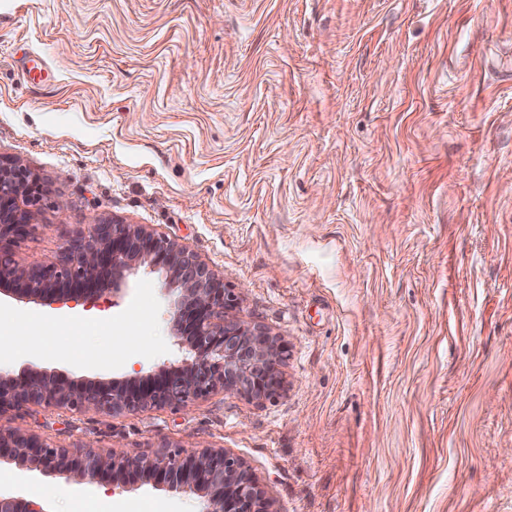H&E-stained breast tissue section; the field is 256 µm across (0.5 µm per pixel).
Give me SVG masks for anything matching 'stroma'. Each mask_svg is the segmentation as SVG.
Listing matches in <instances>:
<instances>
[{
    "label": "stroma",
    "mask_w": 512,
    "mask_h": 512,
    "mask_svg": "<svg viewBox=\"0 0 512 512\" xmlns=\"http://www.w3.org/2000/svg\"><path fill=\"white\" fill-rule=\"evenodd\" d=\"M0 160L48 194L19 264L79 225L195 251L287 342L269 400L0 417L63 448H223L273 512H512V0H0ZM0 358L106 381L177 366L148 265L118 292L0 294ZM135 340L113 354L112 336ZM45 512H202L132 474L0 467Z\"/></svg>",
    "instance_id": "stroma-1"
}]
</instances>
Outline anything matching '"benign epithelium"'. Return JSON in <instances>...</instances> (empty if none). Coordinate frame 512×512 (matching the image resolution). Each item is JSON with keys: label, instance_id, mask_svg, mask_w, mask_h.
<instances>
[{"label": "benign epithelium", "instance_id": "obj_1", "mask_svg": "<svg viewBox=\"0 0 512 512\" xmlns=\"http://www.w3.org/2000/svg\"><path fill=\"white\" fill-rule=\"evenodd\" d=\"M45 195L38 176L0 161V285L42 305L65 304L90 298L107 281L116 291L125 273L147 263L165 275L167 291L174 295L177 344L192 358L123 382L73 380L33 369L17 374L0 370V416L32 406L80 415L165 407L190 411L217 390L254 400L278 393L288 344L261 326L226 319L241 295L224 287V280L186 247L142 227L100 222L77 230L56 262L19 267L1 242L33 234ZM4 464L114 488L125 487L126 476L136 472L157 487L201 495L206 499L204 512H270L255 475L222 448L189 450L163 444L149 455L113 449L72 452L0 428V466ZM0 512L44 510L31 499L0 494Z\"/></svg>", "mask_w": 512, "mask_h": 512}]
</instances>
